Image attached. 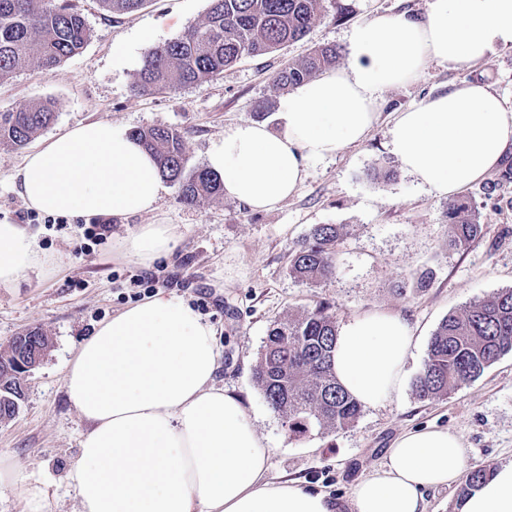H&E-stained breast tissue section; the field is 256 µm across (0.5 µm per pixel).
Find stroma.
<instances>
[{
    "instance_id": "1",
    "label": "stroma",
    "mask_w": 512,
    "mask_h": 512,
    "mask_svg": "<svg viewBox=\"0 0 512 512\" xmlns=\"http://www.w3.org/2000/svg\"><path fill=\"white\" fill-rule=\"evenodd\" d=\"M92 34L80 55L53 73L28 64L0 83V110L44 100L57 104L48 139L79 122L109 120L128 129L178 128L189 167L206 164V153L225 126L251 118L255 102H269L274 116L286 90L277 72L312 48L346 51L351 26L377 12H421L425 0H321L302 41L263 56H246L216 78L171 94L138 95L132 86L144 56L191 24L204 21L209 0H147L131 14L104 12L98 0H70ZM489 84L512 109V48L501 47L473 65L430 64L415 81L382 94L379 119L360 144L312 162L295 195L277 208L255 211L219 197L190 205L168 186L157 210L114 217L106 239L81 250L77 222L50 229L45 215L28 221L39 247L52 259L45 275L29 274L0 286V347L39 328L49 337L44 360L26 379L16 416L0 423V453L11 457L48 494L46 512H74L69 473L80 454L86 423L64 391L68 361L80 343L112 315L151 296L145 282L167 279V292L192 305L217 330V382L240 398L272 452L268 476L297 479L339 500L351 512L353 485L383 462L402 434L436 426L455 433L467 470L512 461V352L445 398L419 400L412 389L362 409L356 422L325 434L289 437L281 418L253 381V369L271 323L329 302L338 324L367 311L400 313L417 341L406 370L416 377L432 334L443 318L512 288V155L491 173L445 197L430 195L386 147L399 110L469 81ZM26 150H0V217L19 220L27 207L14 191L12 174ZM467 200L483 226L470 247L448 245L450 204ZM144 224H174L180 235L171 252L144 265L120 255L118 241ZM341 224L336 273L321 288L290 272V260L312 225ZM430 273L420 289L421 273Z\"/></svg>"
}]
</instances>
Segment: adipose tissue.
Segmentation results:
<instances>
[{
	"label": "adipose tissue",
	"instance_id": "adipose-tissue-1",
	"mask_svg": "<svg viewBox=\"0 0 512 512\" xmlns=\"http://www.w3.org/2000/svg\"><path fill=\"white\" fill-rule=\"evenodd\" d=\"M512 47V0H426L421 15L376 13L348 37V63L293 88L279 126L242 120L211 142L207 167L226 197L271 210L294 195L310 162L363 142L384 90L432 63L472 65ZM388 146L430 194L444 196L512 153V111L483 82L400 110ZM27 208L88 219L157 208L165 190L154 157L108 120L80 122L26 155L13 175ZM177 237L145 224L120 247L149 264ZM27 227L0 219V286L42 273ZM415 343L400 314H359L339 330L337 381L365 407L398 395ZM216 330L188 302L157 294L112 316L69 361L64 390L88 429L71 470L78 512H335L297 480L267 477L270 448L239 399L216 384ZM459 438L429 427L399 436L352 489L355 512H427V491L456 484ZM456 512H512V462L461 496Z\"/></svg>",
	"mask_w": 512,
	"mask_h": 512
}]
</instances>
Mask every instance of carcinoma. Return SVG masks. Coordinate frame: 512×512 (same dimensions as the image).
Returning a JSON list of instances; mask_svg holds the SVG:
<instances>
[{
	"mask_svg": "<svg viewBox=\"0 0 512 512\" xmlns=\"http://www.w3.org/2000/svg\"><path fill=\"white\" fill-rule=\"evenodd\" d=\"M103 11L131 13L147 0H98ZM319 0H210L206 20L180 37L153 48L144 57L135 91L175 93L213 78L244 56H260L303 39ZM91 37L85 18L66 0H0V81L33 62L47 74L82 52ZM329 46L313 48L298 63L282 68L277 86L294 87L338 61ZM45 100L0 111V148L21 149L56 118ZM157 159L161 176L176 186L187 203L224 194L217 174L206 167L187 168L181 132L170 127L131 131ZM448 245L467 248L481 233L476 211L465 201L451 204ZM343 227L316 224L290 262L299 281L320 286L336 272V243ZM331 306L321 302L304 314L273 322L253 377L269 408L290 435L320 434L352 425L361 405L337 385L331 353L338 328ZM512 351V288L502 289L451 314L439 324L413 387L418 399L434 400L455 392Z\"/></svg>",
	"mask_w": 512,
	"mask_h": 512,
	"instance_id": "obj_1",
	"label": "carcinoma"
}]
</instances>
